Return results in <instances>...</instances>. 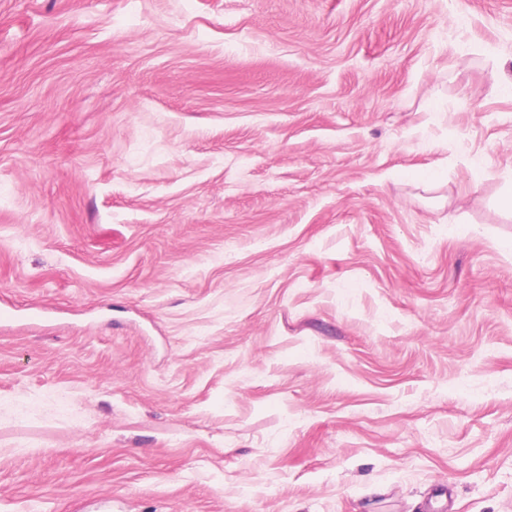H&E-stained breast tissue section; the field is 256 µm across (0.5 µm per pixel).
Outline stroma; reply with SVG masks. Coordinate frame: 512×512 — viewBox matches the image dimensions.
<instances>
[{
  "instance_id": "1",
  "label": "stroma",
  "mask_w": 512,
  "mask_h": 512,
  "mask_svg": "<svg viewBox=\"0 0 512 512\" xmlns=\"http://www.w3.org/2000/svg\"><path fill=\"white\" fill-rule=\"evenodd\" d=\"M512 0H0V512H512Z\"/></svg>"
}]
</instances>
